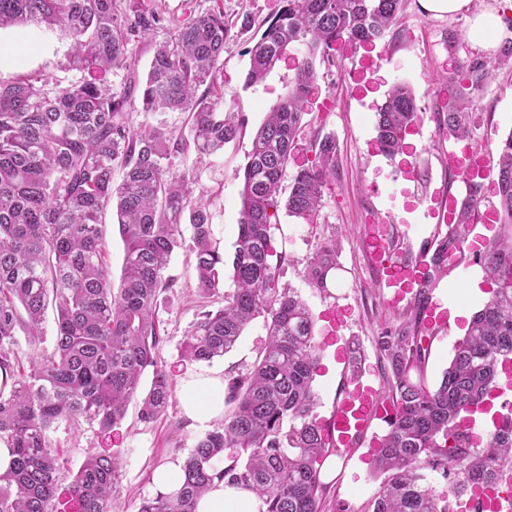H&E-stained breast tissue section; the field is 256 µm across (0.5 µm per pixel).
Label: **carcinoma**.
<instances>
[{
    "label": "carcinoma",
    "mask_w": 512,
    "mask_h": 512,
    "mask_svg": "<svg viewBox=\"0 0 512 512\" xmlns=\"http://www.w3.org/2000/svg\"><path fill=\"white\" fill-rule=\"evenodd\" d=\"M215 5L170 29L153 44L145 81L137 74L138 45L166 28L144 0H0V28L35 24L58 28L72 40L62 68L85 73L63 89L33 74L0 82V439L9 467L0 472V512H53L63 462L48 433L79 418L109 432L127 404L140 398L138 419L165 414L174 381L157 361L165 335L157 318L161 295L176 287L166 274L171 255L191 229L195 288L206 301L183 345V356L210 362L230 352L246 326L265 319L267 340L253 368L234 377L224 397V425L197 438L180 466L179 487L142 499L138 512H196L215 484L252 490L266 512H321L327 486L321 467L334 440L316 413L314 375L320 346L315 320L301 296L280 286L284 258L275 230L280 211L305 218L322 204L336 173L337 145L314 141L311 165L283 189L304 119L318 88L316 54L330 56L343 42L357 50L383 39L403 0H280L247 50L245 81H263L288 46L301 44L287 93L257 129L243 170L241 218L232 259L234 288L224 285V254L213 242L206 193L179 169L189 151L211 157L234 141L242 122L218 95L224 42L233 24ZM465 70L480 90L512 58ZM123 73L122 82L111 76ZM469 99L459 96L440 121L448 134L469 133ZM186 112L190 138L163 124L137 125L136 113ZM412 89L394 85L377 112V143L389 157L403 152L417 119ZM123 174L115 183V171ZM498 233L477 263L491 297L472 317L441 382L425 381L423 346L427 287L463 252L468 227L479 218L482 185L468 184L456 215L436 247L424 248L425 271L412 301L413 320L376 339L381 377L393 414L378 442L375 471L384 475L373 512H482L474 491L512 492V420L478 447L462 424L488 400L503 366L512 362V130L498 146ZM115 212L124 244L121 287L112 288L105 262L104 218ZM336 241L306 258L310 285L328 288L336 270ZM56 315L53 351L24 367L13 346L18 333L39 338L48 308ZM152 368L148 392L141 376ZM440 474L437 494L427 473ZM121 465L110 454H90L70 485L76 512H112L120 495Z\"/></svg>",
    "instance_id": "1"
}]
</instances>
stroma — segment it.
I'll return each mask as SVG.
<instances>
[{"label": "stroma", "instance_id": "1", "mask_svg": "<svg viewBox=\"0 0 512 512\" xmlns=\"http://www.w3.org/2000/svg\"><path fill=\"white\" fill-rule=\"evenodd\" d=\"M222 4L225 19L234 27L224 45L221 92L225 105L233 108L243 126L222 154L201 163L190 155L184 166L211 196L213 238L229 261L240 220L241 175L253 136L266 113L287 92L294 63L307 49L299 44L290 46L263 82L246 85L247 50L253 34L240 29L239 23L246 14L258 22L269 17L277 11L279 0H222ZM469 29V13L434 15L425 12L419 0H404L396 24L382 41L356 52L337 46L332 63L316 65L325 78L306 107L293 163L309 164L314 158V140L330 134L338 148L336 174L316 214L307 219L281 217L276 246L286 258L281 285L295 289L316 318L322 344L314 379L320 417L331 415L349 386L346 340L359 339L364 351L363 374L375 389H382L373 338L397 323L408 308L404 301L390 304L389 289L380 286L368 263L363 245L367 225L396 227L395 252L419 251L433 238L439 211L447 199L461 197L466 191L460 171L448 161L449 153L461 147L484 163L482 210L497 204V146L512 131V66L502 67L481 90L472 93L467 138L449 136L436 121L437 113L447 111L461 91L464 65L500 55L499 49L486 51L477 46ZM69 47V37L57 29L33 25L0 29V49L18 59L17 64L0 67V81L11 82L36 72L53 77L59 87H67L80 77L79 72L61 68ZM398 83L411 87L418 117L416 127L407 135L406 154L391 159L377 148L376 122L388 89ZM495 234V228L490 227L482 230L480 237H468L463 253L430 287L433 302L466 309L468 314L482 307L490 286L476 256ZM329 239L338 245V266L323 292L309 286L304 260ZM167 273L177 286L158 302L166 330L158 355L175 383H183L188 375L209 366L223 369L228 377L247 373L267 338L264 319L252 321L234 350L212 364L185 362L180 356L181 345L198 314L188 249L174 251ZM465 324V317H459L449 322L446 333L425 337V373L430 385L439 384ZM138 410L137 403H130L124 421L107 434L83 420L63 421L52 429L51 448L68 460L67 470L60 474L56 512H74L68 486L91 451L119 457L122 490L115 512H138L142 499L154 494L151 478L155 468L182 464L196 438L219 425L215 419L204 423L187 419L177 397L154 423L139 422ZM386 429L382 419H372L357 445L336 454V470L325 478L327 504H343L351 512H371L382 481L372 468V454L376 438Z\"/></svg>", "mask_w": 512, "mask_h": 512}]
</instances>
